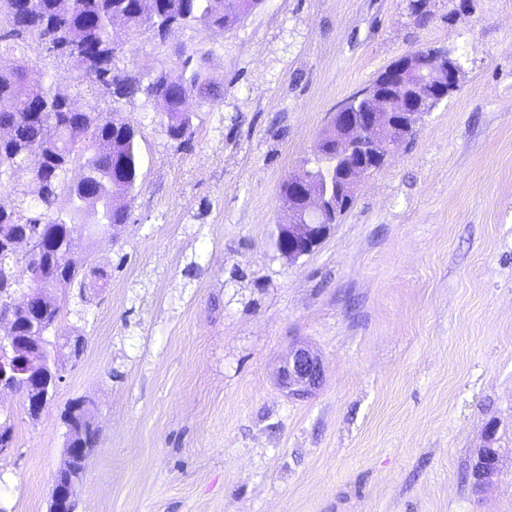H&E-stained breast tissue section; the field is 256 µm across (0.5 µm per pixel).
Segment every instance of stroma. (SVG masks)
I'll use <instances>...</instances> for the list:
<instances>
[{"label": "stroma", "instance_id": "35a3bbf8", "mask_svg": "<svg viewBox=\"0 0 512 512\" xmlns=\"http://www.w3.org/2000/svg\"><path fill=\"white\" fill-rule=\"evenodd\" d=\"M263 0L230 30L140 36L117 53L151 79L205 57L224 90L192 99L190 145L146 94L113 102L36 41L3 39L30 79L60 74L84 112H121L141 152L113 243L73 234L103 271L55 288L61 380L39 419L11 424L0 501L48 512L61 413L90 400L99 443L78 512H512V460L475 485L484 429L512 447V0ZM426 46L460 83L358 190L309 255L276 249L280 184L336 108ZM309 345L324 377L289 398L276 372Z\"/></svg>", "mask_w": 512, "mask_h": 512}]
</instances>
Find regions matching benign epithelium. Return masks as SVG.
<instances>
[{
    "mask_svg": "<svg viewBox=\"0 0 512 512\" xmlns=\"http://www.w3.org/2000/svg\"><path fill=\"white\" fill-rule=\"evenodd\" d=\"M462 65L441 47H426L401 56L389 64L374 85L341 104L315 142V157L323 154L328 137L336 140L334 171L303 165L301 173L288 176V222L278 225L277 248L294 261L310 254L329 234L334 223L354 203L359 186L380 170L399 147L417 131L423 117L451 95L459 84ZM410 88L401 107L391 108V92ZM323 378L321 357L308 347L291 351L278 371V383L288 395L304 398ZM495 423L486 426L484 445L479 448L472 471L479 486L498 473L508 449L498 446ZM64 456L76 457L80 467L71 474L70 491L88 471L92 452L88 448H66Z\"/></svg>",
    "mask_w": 512,
    "mask_h": 512,
    "instance_id": "benign-epithelium-1",
    "label": "benign epithelium"
}]
</instances>
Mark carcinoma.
Returning <instances> with one entry per match:
<instances>
[{
  "label": "carcinoma",
  "instance_id": "1",
  "mask_svg": "<svg viewBox=\"0 0 512 512\" xmlns=\"http://www.w3.org/2000/svg\"><path fill=\"white\" fill-rule=\"evenodd\" d=\"M262 3V0H0V13L12 18L24 32L15 41L25 42L51 27L47 49L62 48L59 56L80 69L76 57L64 49L70 34L83 33L86 53L104 57L101 70L84 76L104 87L113 101L137 92L153 98L167 117L170 138L186 143L192 138V116L184 98L195 95L215 105L223 99L220 87L210 78L205 59L188 56L168 70H162L148 84L115 66L117 51L146 30L163 35L173 28L231 29ZM56 78L32 82L26 66L0 58V162L32 169L31 177L38 203L36 211L24 217L15 210L0 213V308L9 304L15 283L28 280L30 302L16 313L14 335L29 336L35 349L27 352L29 368L39 377L54 372L53 344L47 339L59 335L60 305L51 296L56 283L67 280L85 284L88 272L63 262L71 246L74 226L81 220L85 198L67 179L72 166L91 175V190L102 208L101 223L124 224L128 220L126 198L134 192L141 166L136 131L121 113L85 114L74 110L54 89ZM39 227L45 250L23 261L14 256L9 243L22 225ZM16 390L24 401L42 399L43 389L29 387L19 376ZM84 398L71 400L62 413L65 445L96 448L98 427Z\"/></svg>",
  "mask_w": 512,
  "mask_h": 512
}]
</instances>
